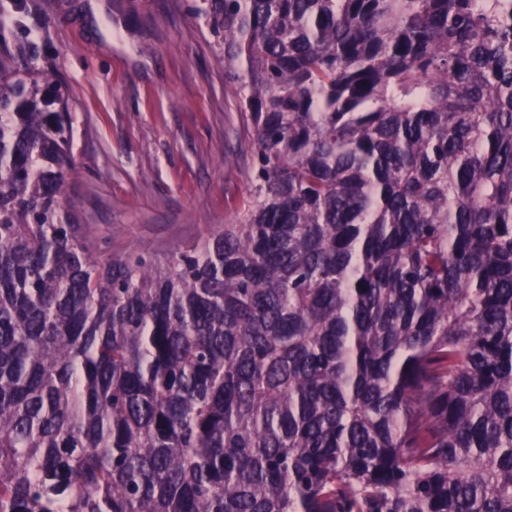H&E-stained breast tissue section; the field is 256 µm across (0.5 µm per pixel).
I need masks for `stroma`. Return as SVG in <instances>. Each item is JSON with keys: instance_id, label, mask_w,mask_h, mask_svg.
<instances>
[{"instance_id": "stroma-1", "label": "stroma", "mask_w": 512, "mask_h": 512, "mask_svg": "<svg viewBox=\"0 0 512 512\" xmlns=\"http://www.w3.org/2000/svg\"><path fill=\"white\" fill-rule=\"evenodd\" d=\"M193 0H0V54L54 72L73 123L61 196L116 253L166 256L229 223L250 133Z\"/></svg>"}]
</instances>
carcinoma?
<instances>
[{
  "instance_id": "obj_1",
  "label": "carcinoma",
  "mask_w": 512,
  "mask_h": 512,
  "mask_svg": "<svg viewBox=\"0 0 512 512\" xmlns=\"http://www.w3.org/2000/svg\"><path fill=\"white\" fill-rule=\"evenodd\" d=\"M194 2L249 191L165 258L0 58V512H512V0Z\"/></svg>"
}]
</instances>
